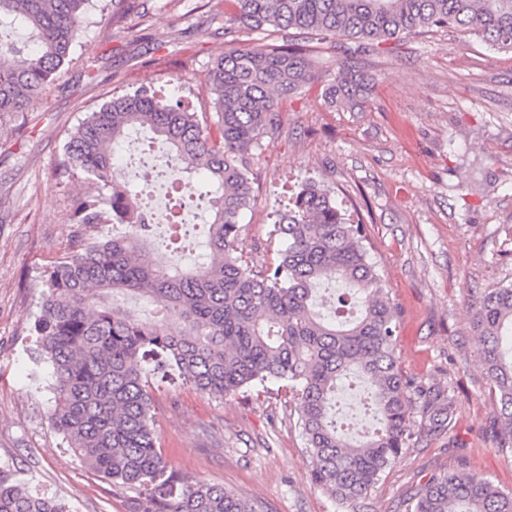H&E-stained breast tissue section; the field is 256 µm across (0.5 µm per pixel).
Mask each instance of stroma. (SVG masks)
<instances>
[{"label":"stroma","instance_id":"obj_1","mask_svg":"<svg viewBox=\"0 0 512 512\" xmlns=\"http://www.w3.org/2000/svg\"><path fill=\"white\" fill-rule=\"evenodd\" d=\"M147 7L119 23L92 9L57 80L25 112L0 114V468L69 512H128L134 493L104 483L69 452L50 421L51 368L28 358L42 272L71 250L77 200L99 190L83 176H59L64 145L87 113L143 86L208 111L207 71L230 42L231 0ZM312 57L315 77L285 102L281 134L255 151L243 257L258 266L285 248L274 222L301 180L353 200L400 310L401 366L448 388L453 422L410 448L366 500L342 505L310 481L299 401L284 383L218 398L152 373L161 455L168 470L257 500L266 512H405L420 485L461 459L512 493V455L497 449L499 410L470 326L484 292L512 284V52L434 28L403 38L391 54L324 44ZM345 66L368 83L362 109L324 100Z\"/></svg>","mask_w":512,"mask_h":512}]
</instances>
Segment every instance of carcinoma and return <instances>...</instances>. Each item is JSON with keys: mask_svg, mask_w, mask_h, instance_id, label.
I'll return each mask as SVG.
<instances>
[{"mask_svg": "<svg viewBox=\"0 0 512 512\" xmlns=\"http://www.w3.org/2000/svg\"><path fill=\"white\" fill-rule=\"evenodd\" d=\"M243 38L211 62L212 114L151 87L103 103L65 145L63 168L107 187L76 204L85 229L122 224L125 236L76 241L42 277L34 321L35 363L52 367V425L68 449L104 482L135 489L133 512H263L247 498L166 472L151 414L148 374L176 375L226 397L268 380L284 381L300 401L299 425L312 484L338 502L365 498L416 442L451 425L454 399L407 376L396 346L398 310L365 244L334 192L304 180L275 232L286 241L259 269L243 260L239 219L254 201L253 150L281 133L282 102L313 78L308 43L343 38L361 51L430 27H451L493 50L512 51V0H233ZM92 0H0V112H22L68 61ZM282 35L271 48L253 35ZM361 78L342 69L327 103L362 105ZM146 127L168 147L177 175L204 170L214 186L208 262H163L146 246L151 225L112 163L113 146ZM142 297L144 319L115 303ZM166 323V333L156 324ZM478 356L499 406L497 448L512 453V284L489 290L472 314ZM356 374L371 387L378 427L352 442L336 430V381ZM0 512H68L0 468ZM406 512H512V493L471 471L464 460L431 478Z\"/></svg>", "mask_w": 512, "mask_h": 512, "instance_id": "obj_1", "label": "carcinoma"}]
</instances>
